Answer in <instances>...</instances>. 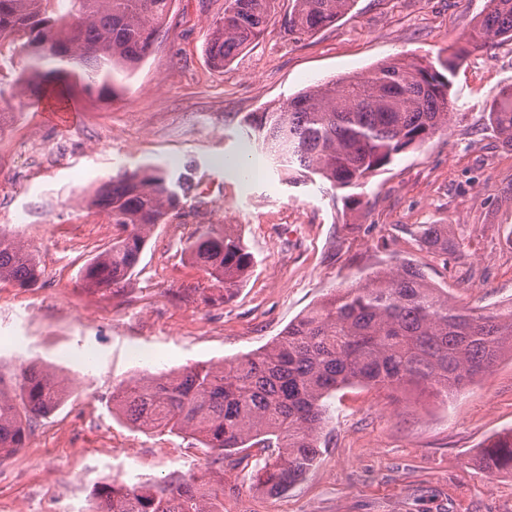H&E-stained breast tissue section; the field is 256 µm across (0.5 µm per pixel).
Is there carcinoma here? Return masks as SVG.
Returning <instances> with one entry per match:
<instances>
[{
	"label": "carcinoma",
	"instance_id": "carcinoma-1",
	"mask_svg": "<svg viewBox=\"0 0 512 512\" xmlns=\"http://www.w3.org/2000/svg\"><path fill=\"white\" fill-rule=\"evenodd\" d=\"M172 0H0V45L20 48L34 94L54 85L62 98L80 78L100 97L115 96L149 55ZM276 0H224L209 28L205 54L221 69L264 32ZM287 27L308 34L335 24L356 0H291ZM512 41V0H487L463 46L426 64L395 58L363 78L339 76L317 83L248 124L273 164L288 174L355 190L395 158L448 130L455 101L453 77L469 48L492 39ZM431 69L435 85L422 74ZM512 147V87L486 115ZM187 193L178 180L151 167L125 170L103 185L91 205L106 212L121 234L81 270L88 288L126 281L147 236L167 223ZM421 246L456 253L446 224H418ZM189 260L228 293L250 271L253 255L229 225L201 229L188 241ZM33 253L0 233V281L29 288L40 279ZM512 356V303L488 313L451 303L448 294L409 262L391 259L359 281L334 290L288 324L271 345L221 365L194 364L165 373L142 372L112 395V410L138 429L190 432L215 454L213 487L191 474L176 486L132 485L115 479L95 492L94 512H224L233 497L224 466L234 468L248 449H272L252 476L253 486L277 494L296 484L320 453L325 399L364 385L392 392L427 388L448 398ZM65 384L36 365L21 370L14 393L0 378V459L24 446L33 423L54 410ZM478 470L512 474V429L482 448Z\"/></svg>",
	"mask_w": 512,
	"mask_h": 512
}]
</instances>
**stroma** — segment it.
<instances>
[{"instance_id": "1", "label": "stroma", "mask_w": 512, "mask_h": 512, "mask_svg": "<svg viewBox=\"0 0 512 512\" xmlns=\"http://www.w3.org/2000/svg\"><path fill=\"white\" fill-rule=\"evenodd\" d=\"M280 0L263 35L224 69L204 51L224 0H172L154 48L112 100L73 87L67 129L49 119L52 97L17 94L21 66L0 61L11 94L0 132V231L36 255V286L0 282V379L22 366L67 384L59 407L37 421L23 448L0 460V512H91L93 491L211 472L206 448L187 433L143 431L112 410V393L143 369L220 364L271 344L330 290L389 258L406 259L479 312L512 301V147L485 124L512 86V41L470 52L451 94L447 132L398 156L373 176L360 206L320 181L290 179L245 119L286 103L316 82L366 76L400 56L435 59L464 41L486 0H357L333 26L289 33ZM155 167L192 185L181 209L156 225L130 279L87 289L84 264L117 230L91 205L119 170ZM231 225L254 257L231 292L192 265L185 247L205 225ZM448 224L459 258L419 246L409 227ZM321 454L287 494L252 488L265 452L254 447L225 469L236 496L224 512H512V475L472 465L488 439L512 429V358L448 400L391 397L366 386L327 399Z\"/></svg>"}]
</instances>
